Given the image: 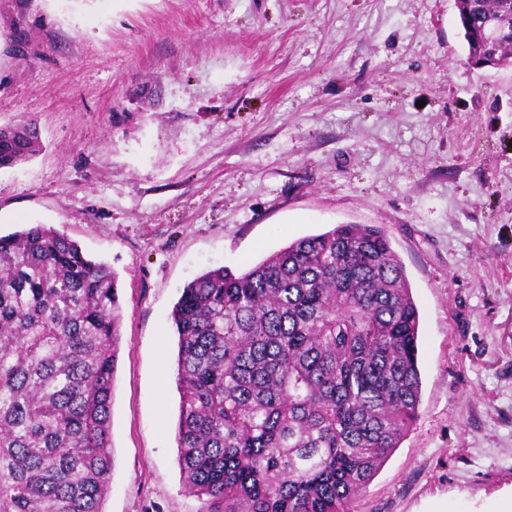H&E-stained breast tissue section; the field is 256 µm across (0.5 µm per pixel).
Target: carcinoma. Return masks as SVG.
Masks as SVG:
<instances>
[{"instance_id": "cac0c4a2", "label": "carcinoma", "mask_w": 512, "mask_h": 512, "mask_svg": "<svg viewBox=\"0 0 512 512\" xmlns=\"http://www.w3.org/2000/svg\"><path fill=\"white\" fill-rule=\"evenodd\" d=\"M467 63L512 0L460 15ZM41 150L0 127V168ZM177 463L199 512H352L419 415L420 313L379 224H338L246 272L208 270L172 315ZM117 273L55 227L0 236V512H103L121 336Z\"/></svg>"}]
</instances>
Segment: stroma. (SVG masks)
<instances>
[{
	"label": "stroma",
	"instance_id": "1",
	"mask_svg": "<svg viewBox=\"0 0 512 512\" xmlns=\"http://www.w3.org/2000/svg\"><path fill=\"white\" fill-rule=\"evenodd\" d=\"M455 0H0V235L47 224L118 275L104 512H198L171 312L337 224H379L420 312L419 417L354 512H499L512 491V67ZM464 39L467 44V63L472 67L483 68L485 64L498 61L495 65L508 66L506 56H502L501 50L495 45H485V29L488 25L499 26L503 34L512 36V0H498L494 10L487 12L479 0L471 3L467 14L459 15ZM41 150L35 120L0 127V168L31 159Z\"/></svg>",
	"mask_w": 512,
	"mask_h": 512
}]
</instances>
